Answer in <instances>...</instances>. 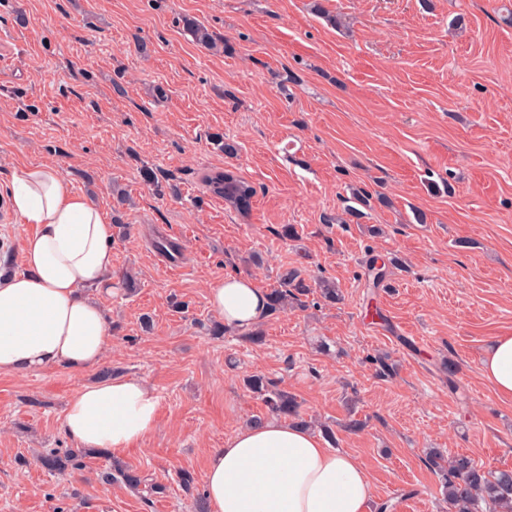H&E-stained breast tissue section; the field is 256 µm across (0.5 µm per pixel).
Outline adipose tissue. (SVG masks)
<instances>
[{
  "label": "adipose tissue",
  "instance_id": "1",
  "mask_svg": "<svg viewBox=\"0 0 512 512\" xmlns=\"http://www.w3.org/2000/svg\"><path fill=\"white\" fill-rule=\"evenodd\" d=\"M15 216L36 225L22 246L21 274L0 280V374L97 367L111 340L101 298L116 291L112 227L59 170L26 166L12 176ZM209 303L225 325L248 329L267 314L250 278L212 284ZM482 374L512 398V335L493 339ZM159 397L142 379L115 376L81 385L67 401L65 433L80 448L119 452L158 424ZM208 512H370L371 481L347 453L307 428L273 418L234 432L213 449L204 474Z\"/></svg>",
  "mask_w": 512,
  "mask_h": 512
}]
</instances>
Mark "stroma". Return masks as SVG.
Segmentation results:
<instances>
[{
	"label": "stroma",
	"instance_id": "obj_1",
	"mask_svg": "<svg viewBox=\"0 0 512 512\" xmlns=\"http://www.w3.org/2000/svg\"><path fill=\"white\" fill-rule=\"evenodd\" d=\"M511 12L512 0H0V201L14 169L49 164L111 224L112 275L134 286L102 299L101 368L160 399L154 434L118 457L164 488L104 482L99 458L45 470L40 453L73 445L67 400L101 369L34 370L0 375V512H193L212 449L270 417L243 382L256 371L312 431L332 430L394 512H448L429 449L512 469V399L481 372L512 333ZM224 168L255 188L248 214L205 192L203 173ZM359 186L391 206L324 223ZM34 230L0 216V271L23 272ZM169 239L173 269L159 259ZM292 270L333 280L340 301L311 291L256 324L259 345L234 327L212 335L213 282L242 275L267 293Z\"/></svg>",
	"mask_w": 512,
	"mask_h": 512
}]
</instances>
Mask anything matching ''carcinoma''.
I'll list each match as a JSON object with an SVG mask.
<instances>
[{
    "label": "carcinoma",
    "mask_w": 512,
    "mask_h": 512,
    "mask_svg": "<svg viewBox=\"0 0 512 512\" xmlns=\"http://www.w3.org/2000/svg\"><path fill=\"white\" fill-rule=\"evenodd\" d=\"M184 26L194 40L201 44H211L213 34L203 25L192 19L184 20ZM206 191L224 200V203L240 213L250 210L255 196L254 187L241 176L229 169L213 170L203 176ZM310 285L295 272L286 274L283 287L274 288L267 294L268 312L275 314L285 310L288 300H299L306 294ZM247 387L263 397L271 413L278 416H291L297 413L296 398L284 390H278L261 374L247 378ZM104 456L100 450L61 452L50 449L40 456L42 466L62 473L82 467V459L91 456ZM428 464L441 478L443 494L448 502V512H512V471L488 470L465 456L453 459L445 456L438 448L427 454ZM106 482L120 481L133 491H138L147 479L137 469L120 459L110 457L109 470L101 475Z\"/></svg>",
    "instance_id": "cac0c4a2"
}]
</instances>
